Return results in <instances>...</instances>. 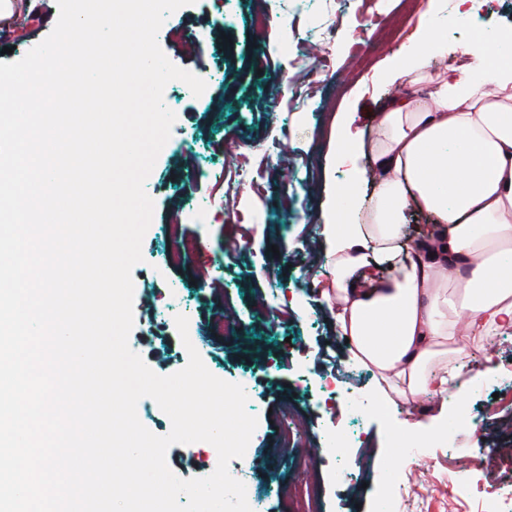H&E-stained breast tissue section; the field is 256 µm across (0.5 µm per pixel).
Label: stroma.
<instances>
[{
  "instance_id": "1",
  "label": "stroma",
  "mask_w": 512,
  "mask_h": 512,
  "mask_svg": "<svg viewBox=\"0 0 512 512\" xmlns=\"http://www.w3.org/2000/svg\"><path fill=\"white\" fill-rule=\"evenodd\" d=\"M426 2L414 0L413 18L394 42L386 39L383 21L361 24L370 0H331L327 15L319 0H307L300 18L292 0H194L173 12L158 33L168 59L205 76L206 90L197 97L176 82L164 89L163 101L176 121L145 182L154 210L142 241L143 260L132 270L129 344L156 374L184 368L174 357L184 348L176 328L157 336L149 328L157 297L170 295V315L187 316L194 347L213 375L232 383L251 375L258 425L245 474L257 491L269 494L267 512H294V504L276 490L308 479L321 491L322 512H382L377 490L388 475L431 497L429 512H484L479 499L446 498L450 474L467 461L469 482L490 487L512 471L506 454L512 448V412L496 410L492 389H461L451 401L433 396L413 404L384 402L378 374L362 369L348 370L343 385L370 407L349 422L370 451L369 471L342 479V466L329 454L317 469L302 464L312 449L325 447L328 431L336 427L335 415L319 404L321 382L347 352L321 295L328 265L318 216L333 193L345 190L364 201L374 190L372 183L352 179L353 168L369 167V157L338 162L348 137L337 130L335 117L354 116L355 128L372 136L376 113L396 87L409 83L405 77L390 83L385 66L403 54L410 39L435 37L427 63L442 70L462 62L471 40L512 22V0H496L483 13L435 31ZM260 12L274 18L263 30L253 23ZM58 15L56 0H43L38 17L19 21L24 41L0 40V62L21 59L50 34ZM328 18L338 34L317 73L310 54ZM359 25L369 66L357 76L349 67L347 43ZM245 141L265 146L250 159L264 187L259 196L222 176L227 146ZM458 343L468 374L489 360L512 365V328L492 337L487 352L468 336ZM292 403L308 418L301 448L279 445ZM459 406L477 423L452 435L448 421ZM406 421L422 436V457H403L392 469L388 461L401 448L388 433ZM492 448L501 449L500 460L483 464Z\"/></svg>"
}]
</instances>
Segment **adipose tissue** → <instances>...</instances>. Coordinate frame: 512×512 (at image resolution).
<instances>
[{
	"label": "adipose tissue",
	"instance_id": "ef3b65f1",
	"mask_svg": "<svg viewBox=\"0 0 512 512\" xmlns=\"http://www.w3.org/2000/svg\"><path fill=\"white\" fill-rule=\"evenodd\" d=\"M426 74L427 100L392 96L371 139L355 136L378 185L367 224H324L347 360L372 366L404 401L447 396L462 371L457 338L512 327V66L481 43ZM432 214L427 240L405 250L410 209Z\"/></svg>",
	"mask_w": 512,
	"mask_h": 512
}]
</instances>
